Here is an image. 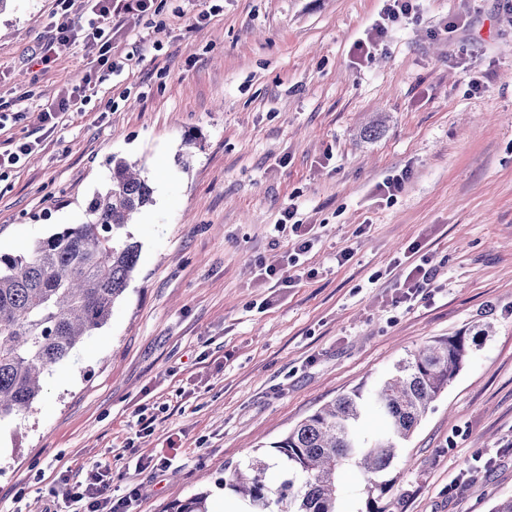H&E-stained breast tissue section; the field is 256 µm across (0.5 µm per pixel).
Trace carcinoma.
Instances as JSON below:
<instances>
[{"label":"carcinoma","instance_id":"cac0c4a2","mask_svg":"<svg viewBox=\"0 0 512 512\" xmlns=\"http://www.w3.org/2000/svg\"><path fill=\"white\" fill-rule=\"evenodd\" d=\"M153 202L138 163L110 160L106 191L88 203L85 221L40 238L20 254H0V421L30 409L41 380L85 337L107 322L136 270L139 244L126 228ZM434 340L398 362L368 396L343 395L321 406L224 478V486L249 500L254 512H336L338 475L348 466L363 481L362 512H393L394 480L385 478L431 404L456 378L471 348L487 337ZM382 426L370 435L368 411ZM286 476L267 482L269 459ZM199 492L166 512H209Z\"/></svg>","mask_w":512,"mask_h":512}]
</instances>
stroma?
<instances>
[{
  "instance_id": "stroma-1",
  "label": "stroma",
  "mask_w": 512,
  "mask_h": 512,
  "mask_svg": "<svg viewBox=\"0 0 512 512\" xmlns=\"http://www.w3.org/2000/svg\"><path fill=\"white\" fill-rule=\"evenodd\" d=\"M53 8L0 11V112L24 114L0 150L36 144L0 175L6 252L82 223L110 156L140 161L154 193L110 319L29 413L0 421V512H69L59 478L94 468L113 495L138 486L133 512H167L409 351L487 324L390 476L400 512L511 498L512 24L498 0H418L368 57L354 45L383 0H156L114 19L117 72L50 125L43 108L93 65L81 40L36 64ZM291 203L315 243L279 288L262 270L292 247L273 233ZM417 241L436 278L409 300ZM148 455L172 465L137 469Z\"/></svg>"
}]
</instances>
